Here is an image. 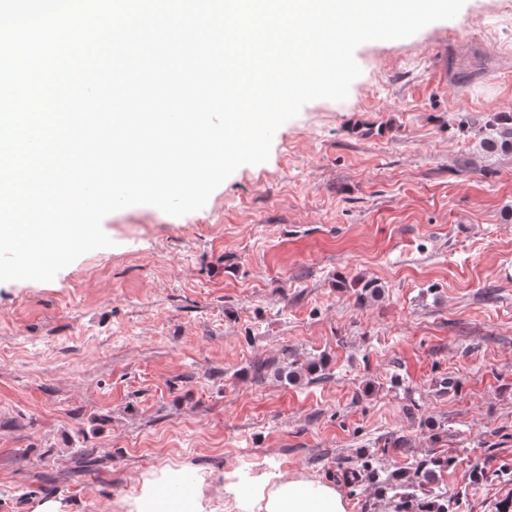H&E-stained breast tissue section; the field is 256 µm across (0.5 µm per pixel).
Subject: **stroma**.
I'll use <instances>...</instances> for the list:
<instances>
[{
    "mask_svg": "<svg viewBox=\"0 0 512 512\" xmlns=\"http://www.w3.org/2000/svg\"><path fill=\"white\" fill-rule=\"evenodd\" d=\"M507 11L360 44L348 97L305 104L202 209H121L111 247L0 283V512H125L163 467L388 512L371 470L433 458L461 512L512 501V154L477 135L512 112Z\"/></svg>",
    "mask_w": 512,
    "mask_h": 512,
    "instance_id": "1",
    "label": "stroma"
}]
</instances>
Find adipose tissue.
Segmentation results:
<instances>
[{"instance_id": "1", "label": "adipose tissue", "mask_w": 512, "mask_h": 512, "mask_svg": "<svg viewBox=\"0 0 512 512\" xmlns=\"http://www.w3.org/2000/svg\"><path fill=\"white\" fill-rule=\"evenodd\" d=\"M180 470L164 469L143 481L127 512H348V502L335 485L301 477L253 478L249 486L225 481L219 496L203 485L170 493Z\"/></svg>"}]
</instances>
